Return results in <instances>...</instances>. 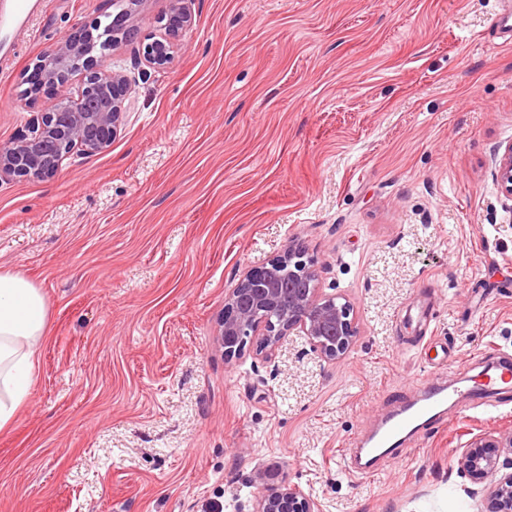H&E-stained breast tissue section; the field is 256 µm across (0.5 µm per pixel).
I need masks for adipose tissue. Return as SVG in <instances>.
Instances as JSON below:
<instances>
[{"mask_svg":"<svg viewBox=\"0 0 512 512\" xmlns=\"http://www.w3.org/2000/svg\"><path fill=\"white\" fill-rule=\"evenodd\" d=\"M48 326L44 293L20 273L0 270V431L10 430L29 400L37 345Z\"/></svg>","mask_w":512,"mask_h":512,"instance_id":"1","label":"adipose tissue"}]
</instances>
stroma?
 I'll list each match as a JSON object with an SVG mask.
<instances>
[{"mask_svg":"<svg viewBox=\"0 0 512 512\" xmlns=\"http://www.w3.org/2000/svg\"><path fill=\"white\" fill-rule=\"evenodd\" d=\"M146 0L107 64L136 106L111 148L0 181V269L39 285L49 327L16 424L0 512H250L265 483L323 512H479L458 460L512 431V391L449 400L376 469L347 452L431 381L472 389L512 356V39L500 0H193L164 68L138 59ZM109 0H45L0 57V146L49 101L21 74ZM353 307L350 353L306 338L228 361L224 296L289 244ZM434 335L451 356L425 355ZM495 179L500 193L512 199V142L497 148L493 157Z\"/></svg>","mask_w":512,"mask_h":512,"instance_id":"obj_1","label":"stroma"}]
</instances>
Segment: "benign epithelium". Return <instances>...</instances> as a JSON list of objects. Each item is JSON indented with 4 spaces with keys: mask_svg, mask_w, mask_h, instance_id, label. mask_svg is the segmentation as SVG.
I'll list each match as a JSON object with an SVG mask.
<instances>
[{
    "mask_svg": "<svg viewBox=\"0 0 512 512\" xmlns=\"http://www.w3.org/2000/svg\"><path fill=\"white\" fill-rule=\"evenodd\" d=\"M144 0H112V42L91 57L77 53L86 30L79 26L40 55L25 80L37 88L31 102L51 99L47 111L32 119L14 141L0 148V178H47L55 175L74 151L107 150L118 129L135 108L128 77L106 65L113 46L131 41ZM190 0H169L163 36L144 45L145 61L163 68L174 58L182 38L192 29ZM80 75L78 84L72 83ZM500 193L512 199V142L493 157ZM307 337L324 361L345 357L357 336L353 307L343 297L324 294L311 259L290 245L265 265L252 269L225 297L217 341L228 360L239 359L247 347L272 352L292 333ZM512 432L489 434L473 442L459 460L475 480L494 478L484 512H512ZM253 512H322L312 493L298 486L265 488Z\"/></svg>",
    "mask_w": 512,
    "mask_h": 512,
    "instance_id": "obj_1",
    "label": "benign epithelium"
}]
</instances>
